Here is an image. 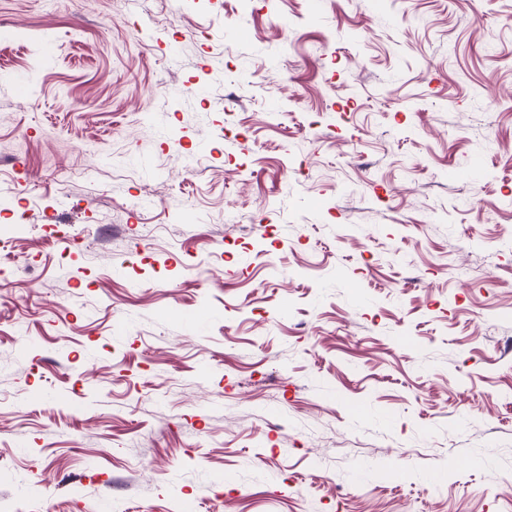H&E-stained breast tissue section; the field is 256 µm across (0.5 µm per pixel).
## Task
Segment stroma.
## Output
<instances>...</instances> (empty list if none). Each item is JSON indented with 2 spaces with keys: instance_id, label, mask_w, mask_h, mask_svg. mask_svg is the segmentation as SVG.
<instances>
[{
  "instance_id": "obj_1",
  "label": "stroma",
  "mask_w": 512,
  "mask_h": 512,
  "mask_svg": "<svg viewBox=\"0 0 512 512\" xmlns=\"http://www.w3.org/2000/svg\"><path fill=\"white\" fill-rule=\"evenodd\" d=\"M2 28L0 512H512V0Z\"/></svg>"
}]
</instances>
